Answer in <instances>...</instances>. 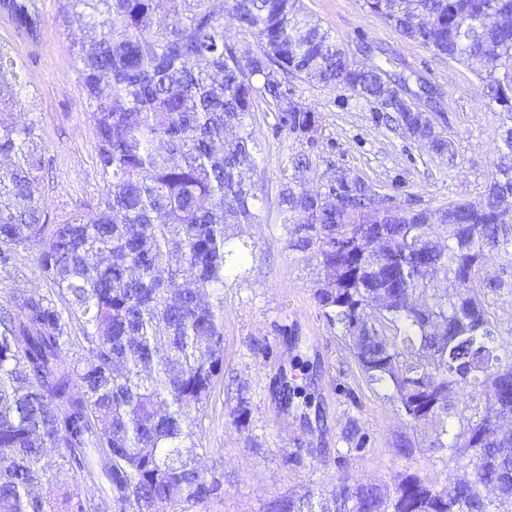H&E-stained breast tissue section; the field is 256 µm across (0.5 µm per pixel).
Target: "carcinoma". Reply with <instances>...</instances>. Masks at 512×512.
Here are the masks:
<instances>
[{"label": "carcinoma", "instance_id": "cac0c4a2", "mask_svg": "<svg viewBox=\"0 0 512 512\" xmlns=\"http://www.w3.org/2000/svg\"><path fill=\"white\" fill-rule=\"evenodd\" d=\"M405 39L467 64L489 105L512 122V0H364ZM28 32L42 23L11 0ZM257 41L241 59L224 15ZM99 139L104 194L95 217L60 224L36 198L45 169L38 124L0 126V269L37 245L46 293L18 289L0 310V512H203L224 494V473L198 464L192 414L224 364V274L235 227L261 223L250 173L258 146L254 103L275 131L311 139L318 116L292 80L316 78L372 105L428 152L456 150L432 113L410 97L433 86L351 67L331 33L301 18L296 0H60ZM494 55L499 71L480 64ZM27 85L0 50V111ZM490 172L487 205L381 210L359 177H328L310 193L291 160L281 211L291 246L319 244L324 279L314 299L348 343L365 383L414 424H432L426 448L461 474L438 486L418 473L390 485L346 475L328 496H278L266 512H512V350L488 296L507 287L482 275L485 257L512 256V126ZM81 476L97 487L62 499L32 492ZM491 487L490 497L485 489Z\"/></svg>", "mask_w": 512, "mask_h": 512}]
</instances>
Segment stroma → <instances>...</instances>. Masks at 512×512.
I'll return each instance as SVG.
<instances>
[{
    "mask_svg": "<svg viewBox=\"0 0 512 512\" xmlns=\"http://www.w3.org/2000/svg\"><path fill=\"white\" fill-rule=\"evenodd\" d=\"M42 26L25 35L7 21L0 7V50L22 66L29 96L26 112L0 113V122L36 119L47 161L39 201L59 223L95 202L104 182L97 166L98 142L82 89L72 38L82 22L59 28V0H33ZM307 18L328 29L346 49L371 48L372 62L393 56L431 82L438 126L456 145L455 165L378 121L371 105L351 92L294 80V98L319 117L313 142L274 132V114L257 102L250 123L261 150L253 180L262 199V221L239 229L241 256L224 276V369L193 429L203 447V468L224 471V495L206 512H265L282 495H300L335 485L345 474L364 482L392 483L405 472H419L438 485L455 475L446 455L426 450L424 429L413 427L396 402L363 380L346 342L321 316L312 293L322 276L317 246L290 245L280 210L283 172L291 157L308 154L310 168L298 180L320 190L332 172L357 176L380 195L434 209L456 200L484 199L488 175L497 160L501 116L481 92L467 67L401 37L363 0H301ZM40 249L18 248L13 265L0 270V309L18 288L42 293L52 288L39 271ZM301 389L291 407H282L281 381ZM245 404L248 422L233 423L232 411ZM359 422L363 446L347 451L342 440L349 418ZM415 441L411 455L398 454L401 439Z\"/></svg>",
    "mask_w": 512,
    "mask_h": 512,
    "instance_id": "obj_1",
    "label": "stroma"
}]
</instances>
